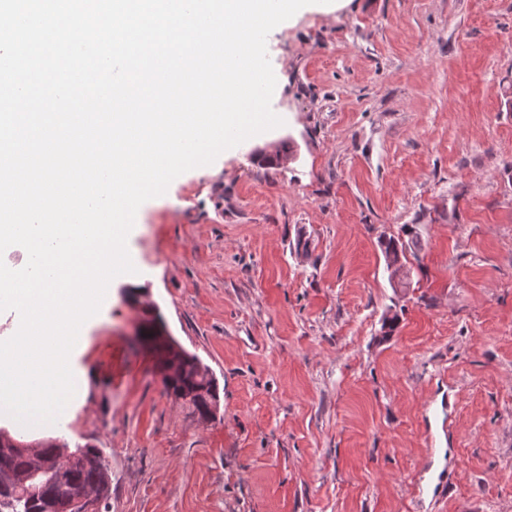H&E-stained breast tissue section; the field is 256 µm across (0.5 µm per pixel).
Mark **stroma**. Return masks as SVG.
Masks as SVG:
<instances>
[{
	"label": "stroma",
	"instance_id": "obj_1",
	"mask_svg": "<svg viewBox=\"0 0 512 512\" xmlns=\"http://www.w3.org/2000/svg\"><path fill=\"white\" fill-rule=\"evenodd\" d=\"M267 52L283 126L141 205L70 355L86 392L0 430L100 448L105 512H512V0L309 5ZM155 318L213 419L136 342ZM382 247L385 255L387 269L390 271V277L394 278L397 274H400V276L402 275V277L399 279L400 283L406 284L403 282V280L407 279L409 275L408 270L406 269V245L393 238L383 242ZM162 383L167 392L181 398L192 406L194 414L201 419H208L209 408L217 404L219 390L215 379L200 373L193 367L176 362V357L165 358L160 362Z\"/></svg>",
	"mask_w": 512,
	"mask_h": 512
}]
</instances>
